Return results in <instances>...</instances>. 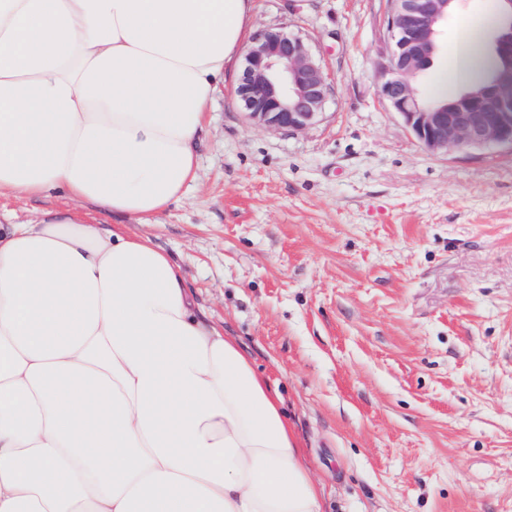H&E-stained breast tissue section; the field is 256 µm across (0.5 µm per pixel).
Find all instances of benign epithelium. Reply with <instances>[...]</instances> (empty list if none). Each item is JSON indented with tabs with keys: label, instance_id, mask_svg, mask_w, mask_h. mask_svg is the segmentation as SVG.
<instances>
[{
	"label": "benign epithelium",
	"instance_id": "benign-epithelium-1",
	"mask_svg": "<svg viewBox=\"0 0 512 512\" xmlns=\"http://www.w3.org/2000/svg\"><path fill=\"white\" fill-rule=\"evenodd\" d=\"M457 0H387L389 61L380 98L430 151L512 146V0L502 5L493 50L496 74L481 87L435 106L417 78L433 63L444 22ZM249 120L270 130L316 126L327 101V77L302 37L280 27L257 32L243 55L236 88Z\"/></svg>",
	"mask_w": 512,
	"mask_h": 512
}]
</instances>
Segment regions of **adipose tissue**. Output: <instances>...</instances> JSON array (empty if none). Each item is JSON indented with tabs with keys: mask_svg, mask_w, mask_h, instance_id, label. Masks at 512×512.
Listing matches in <instances>:
<instances>
[{
	"mask_svg": "<svg viewBox=\"0 0 512 512\" xmlns=\"http://www.w3.org/2000/svg\"><path fill=\"white\" fill-rule=\"evenodd\" d=\"M251 0H0V197L182 199ZM455 76L485 57L458 32ZM279 392L146 235L0 224V512H322Z\"/></svg>",
	"mask_w": 512,
	"mask_h": 512,
	"instance_id": "1",
	"label": "adipose tissue"
}]
</instances>
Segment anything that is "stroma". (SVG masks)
<instances>
[{"instance_id": "35a3bbf8", "label": "stroma", "mask_w": 512, "mask_h": 512, "mask_svg": "<svg viewBox=\"0 0 512 512\" xmlns=\"http://www.w3.org/2000/svg\"><path fill=\"white\" fill-rule=\"evenodd\" d=\"M386 0H254L329 76L319 124L250 122L231 66L197 180L138 225L280 392L324 512H512V147L420 144L380 99ZM458 0L418 80L460 90ZM69 199L0 198L25 223Z\"/></svg>"}]
</instances>
